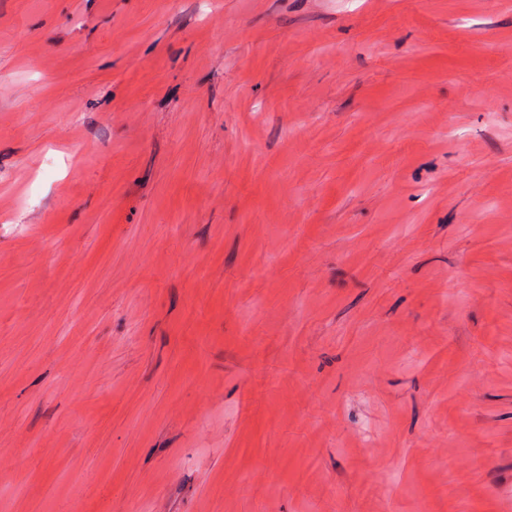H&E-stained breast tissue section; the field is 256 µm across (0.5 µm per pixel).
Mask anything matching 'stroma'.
Instances as JSON below:
<instances>
[{"instance_id": "stroma-1", "label": "stroma", "mask_w": 512, "mask_h": 512, "mask_svg": "<svg viewBox=\"0 0 512 512\" xmlns=\"http://www.w3.org/2000/svg\"><path fill=\"white\" fill-rule=\"evenodd\" d=\"M0 512H512V0H0Z\"/></svg>"}]
</instances>
